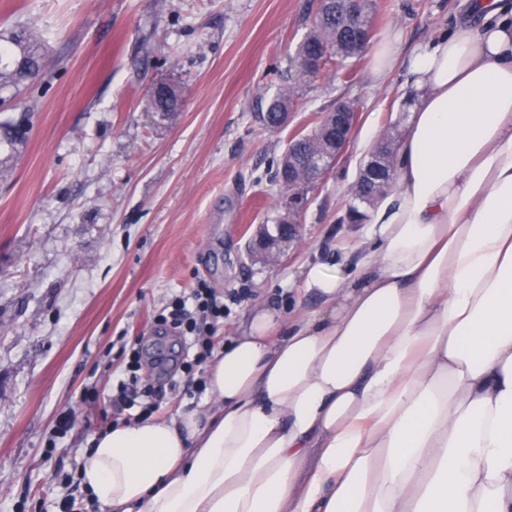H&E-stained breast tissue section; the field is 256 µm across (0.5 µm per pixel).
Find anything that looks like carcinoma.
<instances>
[{
	"label": "carcinoma",
	"instance_id": "cac0c4a2",
	"mask_svg": "<svg viewBox=\"0 0 512 512\" xmlns=\"http://www.w3.org/2000/svg\"><path fill=\"white\" fill-rule=\"evenodd\" d=\"M318 10L325 15L324 20L313 23L310 31L299 42L294 57L290 59L289 68L280 74V84L277 89L272 93L267 91L261 93L253 101L252 110L264 113L267 128L275 123L278 113L288 112L297 107L298 99L294 94L296 85L322 79L331 72L345 79L351 77L350 60L354 59V55L348 43L338 34L336 2L328 0L319 5ZM42 47L41 36L24 26L0 30V92L11 89L16 94L25 87L24 76L14 65V60L21 56L26 58L31 74L35 76L42 74ZM314 57L323 60L322 68L315 72L311 73L300 66H295L298 59ZM180 104L179 96L152 90L147 95L146 112L154 122L166 120L178 112ZM25 127L26 118L24 117L16 123L5 122L0 125V148L7 152V157H12L17 152L18 146L24 143ZM321 133L322 130L317 125L310 132L295 139L299 144L297 154L315 158L319 153L315 138ZM378 195L376 183H368L365 196L349 207L347 220L352 223H363L366 218L364 208L371 205Z\"/></svg>",
	"mask_w": 512,
	"mask_h": 512
}]
</instances>
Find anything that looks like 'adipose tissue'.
I'll return each instance as SVG.
<instances>
[{"label": "adipose tissue", "instance_id": "adipose-tissue-1", "mask_svg": "<svg viewBox=\"0 0 512 512\" xmlns=\"http://www.w3.org/2000/svg\"><path fill=\"white\" fill-rule=\"evenodd\" d=\"M358 272L206 367V409L118 424L77 472L108 512H512V0H463Z\"/></svg>", "mask_w": 512, "mask_h": 512}]
</instances>
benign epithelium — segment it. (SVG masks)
<instances>
[{
    "mask_svg": "<svg viewBox=\"0 0 512 512\" xmlns=\"http://www.w3.org/2000/svg\"><path fill=\"white\" fill-rule=\"evenodd\" d=\"M365 0H336L340 14L344 17V28L347 29L348 41L352 50L360 53L368 45L371 31L361 20ZM358 112L354 104L340 101L333 111L325 114L328 126L323 134L321 154L327 163H313L301 169L288 168V209L294 214L303 209L304 196L302 189L312 184H319L329 172L331 163L338 160L348 145L357 122ZM387 142L381 140L371 152L358 177L354 196L363 192L367 179L371 178L382 185H387L393 176L394 166L386 159ZM301 225L298 220L289 219L286 224H278L275 234H270L268 225H259V230L252 241V252L267 257L281 256L285 246L291 244L300 235Z\"/></svg>",
    "mask_w": 512,
    "mask_h": 512,
    "instance_id": "benign-epithelium-1",
    "label": "benign epithelium"
}]
</instances>
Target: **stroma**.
Here are the masks:
<instances>
[{"label": "stroma", "mask_w": 512, "mask_h": 512, "mask_svg": "<svg viewBox=\"0 0 512 512\" xmlns=\"http://www.w3.org/2000/svg\"><path fill=\"white\" fill-rule=\"evenodd\" d=\"M373 42L401 32V58L447 30L461 0H376ZM317 0H0V28L47 41L43 78L0 109L30 113L20 152L0 174V512H53L57 481L90 440L128 421L112 394L139 351L156 417L197 409L178 364L188 345L160 330L175 296L206 283L224 302L214 347L247 333L259 308H317L300 291L320 263L357 271L367 227L344 217L368 154L361 140L402 134L411 90L401 67L382 83L367 54L355 78L302 85L287 126L269 131L251 105L277 85L309 32ZM183 103L165 124L145 113L158 83ZM341 100L358 108L350 142L311 189L301 239L273 264L248 255L282 195L267 172L289 139ZM74 423L50 432L61 412Z\"/></svg>", "instance_id": "35a3bbf8"}]
</instances>
